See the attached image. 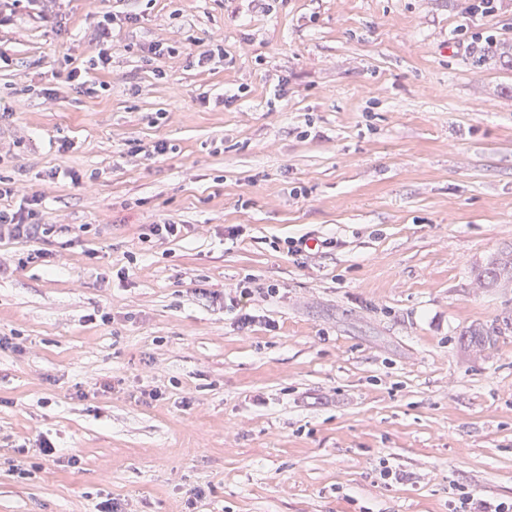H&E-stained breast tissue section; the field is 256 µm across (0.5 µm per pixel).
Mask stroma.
Returning <instances> with one entry per match:
<instances>
[{
	"label": "stroma",
	"instance_id": "1",
	"mask_svg": "<svg viewBox=\"0 0 512 512\" xmlns=\"http://www.w3.org/2000/svg\"><path fill=\"white\" fill-rule=\"evenodd\" d=\"M467 5L20 0L0 16V180L24 182L0 209L34 197L60 227L0 241V336L20 345L0 349V512L512 500V329L461 341L512 319V288L475 280L512 250V0ZM217 39L223 60L198 66ZM164 222L179 237L144 240ZM114 17L110 12L103 14V20L98 22L97 28L94 31L91 41L94 43L95 48L98 47L96 65L105 68L110 64L112 59V22ZM95 62L93 65H95Z\"/></svg>",
	"mask_w": 512,
	"mask_h": 512
}]
</instances>
